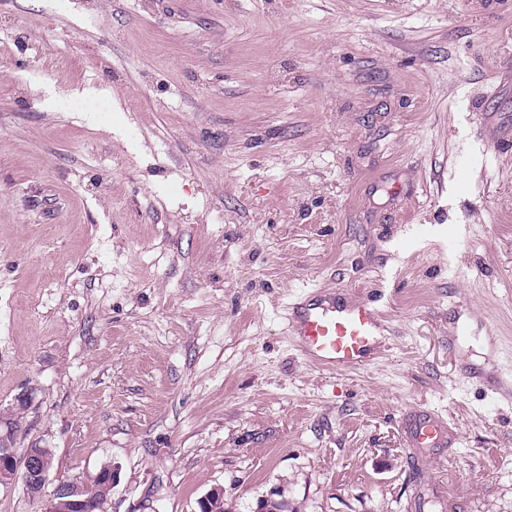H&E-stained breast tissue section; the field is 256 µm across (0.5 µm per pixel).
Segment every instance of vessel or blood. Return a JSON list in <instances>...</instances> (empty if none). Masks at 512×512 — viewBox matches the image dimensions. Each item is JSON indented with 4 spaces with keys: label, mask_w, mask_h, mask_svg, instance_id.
Wrapping results in <instances>:
<instances>
[{
    "label": "vessel or blood",
    "mask_w": 512,
    "mask_h": 512,
    "mask_svg": "<svg viewBox=\"0 0 512 512\" xmlns=\"http://www.w3.org/2000/svg\"><path fill=\"white\" fill-rule=\"evenodd\" d=\"M383 328L375 301H347L333 291L304 293L288 318L289 334L301 356L325 370L368 365L382 348ZM403 429L411 448H436L448 438L446 422L427 411L414 413Z\"/></svg>",
    "instance_id": "obj_1"
}]
</instances>
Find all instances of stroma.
<instances>
[{
    "label": "stroma",
    "mask_w": 512,
    "mask_h": 512,
    "mask_svg": "<svg viewBox=\"0 0 512 512\" xmlns=\"http://www.w3.org/2000/svg\"><path fill=\"white\" fill-rule=\"evenodd\" d=\"M507 130L512 0H0L14 452L109 512H512ZM310 288L376 300L370 365L301 357ZM409 448H437L448 439L446 422L429 411L414 412L413 418L403 423Z\"/></svg>",
    "instance_id": "35a3bbf8"
}]
</instances>
